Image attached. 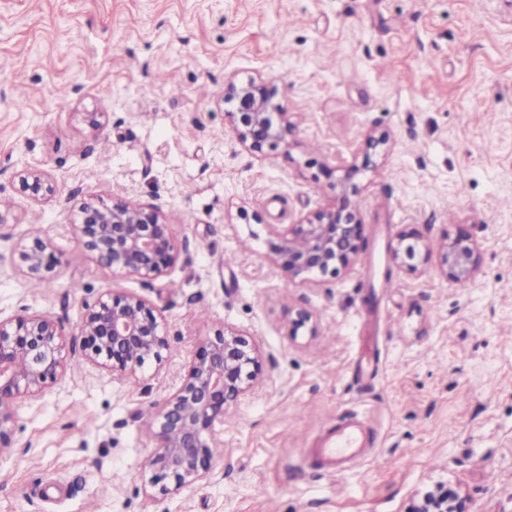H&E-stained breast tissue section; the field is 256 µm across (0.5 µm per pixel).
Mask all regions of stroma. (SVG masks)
<instances>
[{"label":"stroma","mask_w":512,"mask_h":512,"mask_svg":"<svg viewBox=\"0 0 512 512\" xmlns=\"http://www.w3.org/2000/svg\"><path fill=\"white\" fill-rule=\"evenodd\" d=\"M232 77L276 86L287 147L238 143ZM25 167L54 193H22ZM341 180L358 261L288 280L268 225L334 206ZM89 198L158 210L178 264L150 282L102 272L71 230ZM0 200L1 319L24 308L71 335L85 302L122 288L169 339L162 368L123 380L66 346L65 378L18 404L0 512H413L439 481L464 512H512V0H0ZM462 227L481 248L466 285L439 265ZM405 229L431 248L414 273L389 259ZM33 234L63 259L39 288L17 268ZM300 309L314 330H293ZM223 325L262 379L224 416L213 478L152 501V406ZM354 410L366 457L321 475L307 448Z\"/></svg>","instance_id":"1"}]
</instances>
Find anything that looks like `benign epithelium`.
<instances>
[{
	"mask_svg": "<svg viewBox=\"0 0 512 512\" xmlns=\"http://www.w3.org/2000/svg\"><path fill=\"white\" fill-rule=\"evenodd\" d=\"M277 90L253 79L229 81L225 112L238 142L261 153L288 144V113L276 100ZM20 191L33 199L54 192L39 171L17 174ZM338 207L310 212L285 228L269 226L266 244L271 263L291 280L312 275L332 276L351 267L364 240L365 224L342 188ZM74 234L104 271L144 282L155 280L180 260L173 225L155 209L129 202L107 205L88 200L79 206ZM25 272L51 280L61 256L39 235L18 247ZM427 244L413 232L398 234L392 261L416 271L428 260ZM481 264L476 240L460 229L441 255L445 278L467 284ZM84 360L118 379L131 378L147 365L161 367L168 338L164 323L140 295L110 289L85 303L77 325ZM63 328L59 319L25 311L0 319V457L14 448L19 400L43 394L66 373L62 355ZM262 365L246 335L223 327L198 346L181 385L154 405L150 430L156 446L145 467L151 472L149 497H172L184 487L214 476L212 447L224 427V411L259 384Z\"/></svg>",
	"mask_w": 512,
	"mask_h": 512,
	"instance_id": "7a95c632",
	"label": "benign epithelium"
}]
</instances>
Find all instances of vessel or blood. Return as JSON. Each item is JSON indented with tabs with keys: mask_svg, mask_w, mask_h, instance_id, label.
Listing matches in <instances>:
<instances>
[{
	"mask_svg": "<svg viewBox=\"0 0 512 512\" xmlns=\"http://www.w3.org/2000/svg\"><path fill=\"white\" fill-rule=\"evenodd\" d=\"M366 430L364 419L354 412L340 423L327 427L309 450L316 467L330 475L350 468L364 456Z\"/></svg>",
	"mask_w": 512,
	"mask_h": 512,
	"instance_id": "1",
	"label": "vessel or blood"
}]
</instances>
